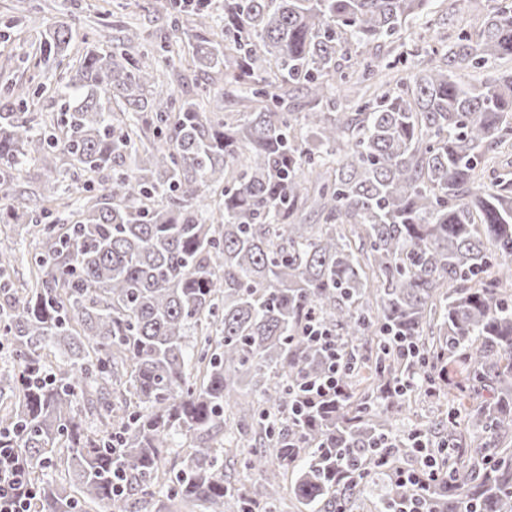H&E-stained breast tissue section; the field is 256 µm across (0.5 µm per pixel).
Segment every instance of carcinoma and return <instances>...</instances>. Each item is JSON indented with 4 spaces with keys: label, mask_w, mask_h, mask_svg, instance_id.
Segmentation results:
<instances>
[{
    "label": "carcinoma",
    "mask_w": 512,
    "mask_h": 512,
    "mask_svg": "<svg viewBox=\"0 0 512 512\" xmlns=\"http://www.w3.org/2000/svg\"><path fill=\"white\" fill-rule=\"evenodd\" d=\"M430 2L155 0L157 45L133 25L42 26L54 82L30 98L0 86V210L50 214L59 160L83 197L38 230L31 287L1 282L15 256L0 246V394L15 398L0 428L28 474L64 467L30 512H169L154 488L183 438L168 500L199 512H278L289 467L311 512H350L372 474L375 512H399L416 433L448 446L430 512H512V178L476 174L512 142V68L465 80L512 62V0L477 31L445 13L422 63L348 53ZM348 84L370 93L340 105ZM45 95L50 127L18 118ZM229 98L244 111L223 112ZM36 163L42 191L21 211ZM312 317L336 336L344 395L298 416L301 383L324 371ZM441 391L458 411L394 431ZM241 447L259 494L224 482V450Z\"/></svg>",
    "instance_id": "obj_1"
}]
</instances>
